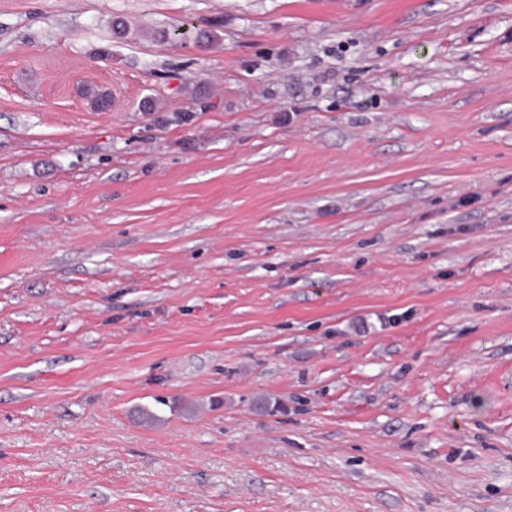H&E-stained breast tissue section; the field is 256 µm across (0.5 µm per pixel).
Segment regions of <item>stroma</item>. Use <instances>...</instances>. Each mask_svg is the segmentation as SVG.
<instances>
[{"mask_svg":"<svg viewBox=\"0 0 512 512\" xmlns=\"http://www.w3.org/2000/svg\"><path fill=\"white\" fill-rule=\"evenodd\" d=\"M0 512H512V0H0Z\"/></svg>","mask_w":512,"mask_h":512,"instance_id":"1","label":"stroma"}]
</instances>
